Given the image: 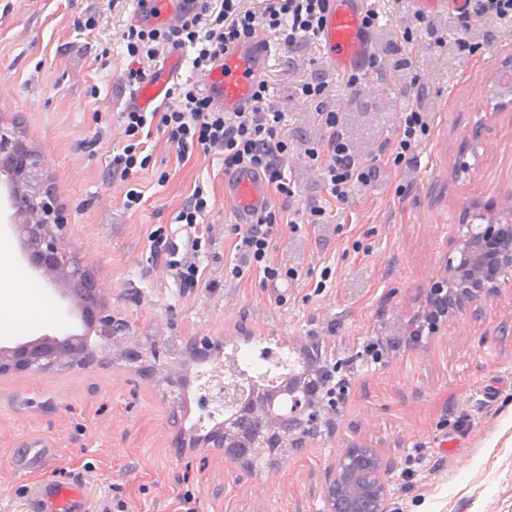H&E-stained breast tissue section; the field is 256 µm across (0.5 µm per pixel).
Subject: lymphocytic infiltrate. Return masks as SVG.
Instances as JSON below:
<instances>
[{"label":"lymphocytic infiltrate","instance_id":"lymphocytic-infiltrate-1","mask_svg":"<svg viewBox=\"0 0 512 512\" xmlns=\"http://www.w3.org/2000/svg\"><path fill=\"white\" fill-rule=\"evenodd\" d=\"M395 2V8L385 11L379 0H371L365 23L385 29L386 36L376 46L374 69L344 77L351 88L383 75L397 79L400 86V104L388 113L385 133L363 136L350 133L346 112L332 103L334 80L328 67L298 85L296 95L304 110L294 121L270 104L267 81L259 82L253 103L236 112L217 107L205 90L225 49L245 43L258 31L275 39L280 57L295 61L302 46L317 42L329 0H212L202 7L191 5L170 24H129L114 30L132 63L126 76L132 85L142 82L151 66L173 49L188 45L196 50L191 61L194 79L177 85L174 105L153 112L128 108L112 131L120 150L113 154L108 173L122 208L135 210L142 203L130 180L149 164L141 155L140 139L146 127H155L168 133L178 159H218L228 173L256 170L278 198L256 223L232 225L234 255L224 265L225 278L240 280L258 273L267 283L294 279V268L277 258L282 230L302 234L304 226L325 223L329 212L359 200L376 206L381 189L392 186L394 177L420 160L430 132V112L420 103L423 87L438 79L449 58L473 55L488 36L512 40V0H466L462 9L445 16L415 9L409 0ZM421 34L432 40L433 51L414 74L406 48ZM299 165L317 184V197L300 195L292 177ZM212 208L205 187L196 185L176 216L188 229L185 239H176L162 227L148 236L153 260L182 287L199 283L202 240L194 229Z\"/></svg>","mask_w":512,"mask_h":512}]
</instances>
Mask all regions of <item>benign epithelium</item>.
I'll return each instance as SVG.
<instances>
[{
    "mask_svg": "<svg viewBox=\"0 0 512 512\" xmlns=\"http://www.w3.org/2000/svg\"><path fill=\"white\" fill-rule=\"evenodd\" d=\"M512 213V198L502 201L499 211L485 215V219L500 223V240L493 256H488L483 236L469 230L457 240V255L448 257L444 267L446 280L456 291L453 305L474 302L489 297L496 291L499 276L512 269V224L502 223V218ZM11 231L23 245L24 258L38 271L48 285L58 287L67 283L78 288L84 283L94 288L102 298L107 286L92 278L71 253L61 234L60 224H12ZM97 330L105 345L130 364L144 361L139 344L129 336L128 322L114 315L99 319L85 318ZM80 337H44L39 343H19L15 346L0 345V374L11 371L40 372L51 366H77L88 368L98 362L97 352L90 345L78 344ZM351 362L340 360L333 364L306 367L300 374V386L291 393L284 409L292 414L305 416L306 435L293 432L280 434L278 414L273 409L253 405L244 410L237 407L238 397L233 387L226 385V364L214 368L210 382V399L224 404V421L206 441V448H249L252 454L262 453L268 437L276 434L277 460L288 463L293 448L300 439L313 436L321 427L334 425L339 405L347 396V373ZM364 449L347 445L336 453V460L329 472L324 488L328 512H348L359 500L369 503L370 512H388L390 486L379 457H374L370 468L363 464Z\"/></svg>",
    "mask_w": 512,
    "mask_h": 512,
    "instance_id": "1",
    "label": "benign epithelium"
}]
</instances>
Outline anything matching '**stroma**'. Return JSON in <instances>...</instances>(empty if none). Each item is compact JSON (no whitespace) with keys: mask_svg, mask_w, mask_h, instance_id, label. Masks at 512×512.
I'll use <instances>...</instances> for the list:
<instances>
[{"mask_svg":"<svg viewBox=\"0 0 512 512\" xmlns=\"http://www.w3.org/2000/svg\"><path fill=\"white\" fill-rule=\"evenodd\" d=\"M84 0H0V114H20L44 158L62 233L71 251L109 284L103 310L126 319L144 351L156 350L157 375L142 378L124 360L81 369L0 375V512H27L28 484L40 471L10 463L40 436L54 442L61 477L79 473L89 512H326L323 488L337 448L375 449L390 467L389 512H512V272L489 300L454 309L414 346L386 350L396 320L419 319L440 281L465 219L498 209L512 196V96L497 92L512 62V43L491 40L474 56L449 65L429 92L434 108L421 165L405 192L387 198L382 223L364 203L329 213L324 228L297 239L284 233L279 260L298 277L277 285L259 277L225 280L234 217L224 199L219 160L176 157L168 133L152 132L150 163L132 182L138 210L113 203L118 190L105 172L112 128L129 102L130 59L112 39V21L84 30ZM304 49L298 65L271 56L264 74L272 105L298 111L295 88L320 60ZM348 112H383L393 86L334 91ZM215 199L214 226L199 258L204 287L180 288L153 261L147 237L175 229V217L197 184ZM337 280L316 289L324 264ZM43 303L21 316L0 343L56 334L65 308L45 281ZM319 339L328 357L353 358L347 400L334 431L296 449L288 465L249 470L219 448H178L177 429L200 412L193 401L198 372L190 340L247 348L280 341L290 355ZM181 368L185 389L169 386ZM425 462L405 478L415 449Z\"/></svg>","mask_w":512,"mask_h":512,"instance_id":"1","label":"stroma"}]
</instances>
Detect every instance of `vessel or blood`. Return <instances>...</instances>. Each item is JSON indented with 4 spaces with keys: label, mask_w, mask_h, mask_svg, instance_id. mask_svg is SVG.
Returning <instances> with one entry per match:
<instances>
[{
    "label": "vessel or blood",
    "mask_w": 512,
    "mask_h": 512,
    "mask_svg": "<svg viewBox=\"0 0 512 512\" xmlns=\"http://www.w3.org/2000/svg\"><path fill=\"white\" fill-rule=\"evenodd\" d=\"M365 0H330L326 23L319 34L324 62L338 71L361 70L371 56L375 35L363 22ZM183 0H143L137 9L141 24L160 26L179 16ZM273 50L269 37L255 33L247 44L225 50L212 69L209 91L219 107L233 112L251 103L262 74L263 62ZM168 72L147 78L131 96L138 110L149 111L166 91ZM224 197L231 203L241 224L254 223L269 198L265 184L249 171L239 170L224 178ZM14 467L42 470L46 476L31 485L27 498L31 512H87V495L79 475L58 479L55 450L47 439H37L22 455L13 457Z\"/></svg>",
    "instance_id": "1"
}]
</instances>
